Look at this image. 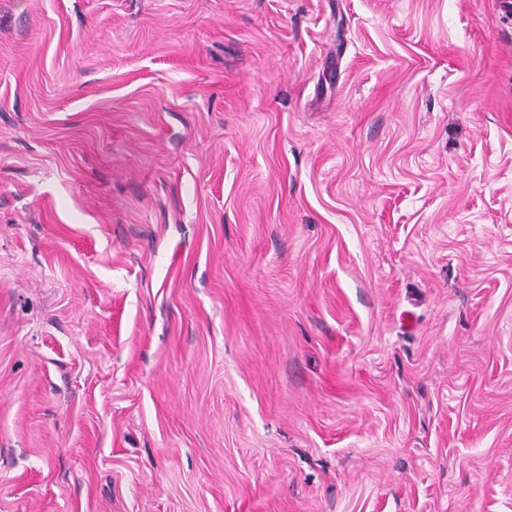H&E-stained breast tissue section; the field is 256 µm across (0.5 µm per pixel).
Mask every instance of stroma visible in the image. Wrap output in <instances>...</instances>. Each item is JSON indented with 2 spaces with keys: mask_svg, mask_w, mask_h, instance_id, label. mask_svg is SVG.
<instances>
[{
  "mask_svg": "<svg viewBox=\"0 0 512 512\" xmlns=\"http://www.w3.org/2000/svg\"><path fill=\"white\" fill-rule=\"evenodd\" d=\"M0 512H512L497 0H0Z\"/></svg>",
  "mask_w": 512,
  "mask_h": 512,
  "instance_id": "obj_1",
  "label": "stroma"
}]
</instances>
